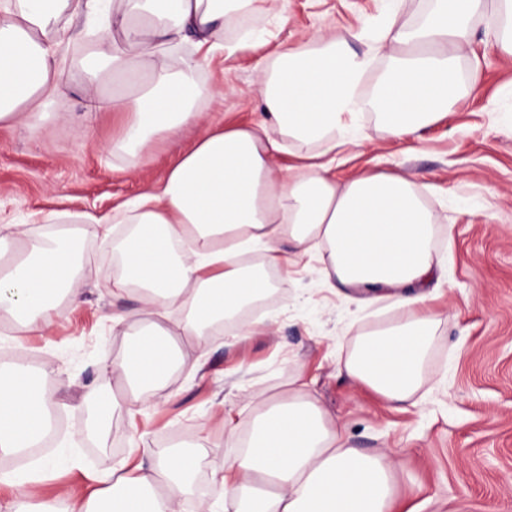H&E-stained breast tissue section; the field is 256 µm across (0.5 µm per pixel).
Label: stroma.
Masks as SVG:
<instances>
[{"mask_svg": "<svg viewBox=\"0 0 512 512\" xmlns=\"http://www.w3.org/2000/svg\"><path fill=\"white\" fill-rule=\"evenodd\" d=\"M385 11V0H266L260 17L265 45L202 64L196 78L201 123L156 139L137 166L111 152L127 113L86 110V47L108 33L80 17L68 21L58 38L68 76L49 112L29 128H0V226L23 224L36 236L77 234L85 291L84 305L65 308L45 336L24 332L0 315V360L19 351L36 355L52 371L46 388L59 414L44 457L62 467L28 484L30 505L99 487L131 455L132 444L142 442L198 449L202 492L218 500L222 491L212 473L236 453L221 418L257 415L262 404L255 391L287 396L300 374L352 447L392 453L399 471L393 512H512V56L494 44L497 0H486L485 12L472 20L470 43L458 61L465 73L479 66L478 90L461 83L451 115L403 141L386 138L374 115L363 114L358 145L336 157L340 181L362 172L412 176L436 218L437 249L448 257V276L433 291L443 321L416 405L389 408L338 373L337 357L363 330L387 324L398 311L388 299L360 307L332 293L315 254L293 273H276L277 286L262 309L274 319L271 331L255 326L249 314L243 319L248 335L226 329L215 332L206 349L185 347V363L138 413L106 414L104 438L85 431V392L116 387L112 362L130 342V325L113 323L112 316L138 308L139 300L132 292L113 296L99 226L68 223L67 215L106 216L157 189L204 124L259 119L257 63L274 44L304 43L328 28L371 33ZM214 87L223 88L222 100L208 99ZM87 123L94 135L78 136ZM205 420L210 427L203 432Z\"/></svg>", "mask_w": 512, "mask_h": 512, "instance_id": "1", "label": "stroma"}]
</instances>
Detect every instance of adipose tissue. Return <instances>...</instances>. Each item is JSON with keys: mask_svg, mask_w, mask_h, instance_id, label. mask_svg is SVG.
Here are the masks:
<instances>
[{"mask_svg": "<svg viewBox=\"0 0 512 512\" xmlns=\"http://www.w3.org/2000/svg\"><path fill=\"white\" fill-rule=\"evenodd\" d=\"M251 0H112L111 52L89 46V111L100 86L113 83L112 109L128 113L116 154L141 160L158 135L196 124L195 74L224 48V21ZM404 0H388L372 50L315 32L306 46L279 43L258 75L262 114L248 126L210 123L155 191L111 217L118 271L112 293L141 294L142 306L115 322L137 329L114 371L138 392L168 375L178 353L174 335L209 343L213 328L263 297L268 280L243 264L260 250L284 268L325 248L328 288L361 305L390 297L401 314L362 334L336 367L388 406L414 404L428 379L431 339L442 315L427 293L445 264L433 247L435 218L412 178L363 174L337 181L333 161L349 143L344 131L373 111L387 138L402 140L449 115L457 60L470 42L471 20L486 0H431L414 26L401 24ZM93 0H0V126L20 127L46 112L64 66L53 40L64 19L89 13ZM191 55H181L185 45ZM387 69L370 97L360 88L377 56ZM315 145L306 162L276 167L288 140ZM14 235L24 248L0 269V313L31 333H50L59 301L84 303L80 256L72 233ZM48 371L22 364L0 369V452L31 447L49 424ZM244 453L214 472L234 512H392L396 465L386 452L350 446L336 418L312 394L295 389L251 421ZM195 454L178 446L142 448L120 463L107 486L67 496V512H182Z\"/></svg>", "mask_w": 512, "mask_h": 512, "instance_id": "obj_1", "label": "adipose tissue"}]
</instances>
